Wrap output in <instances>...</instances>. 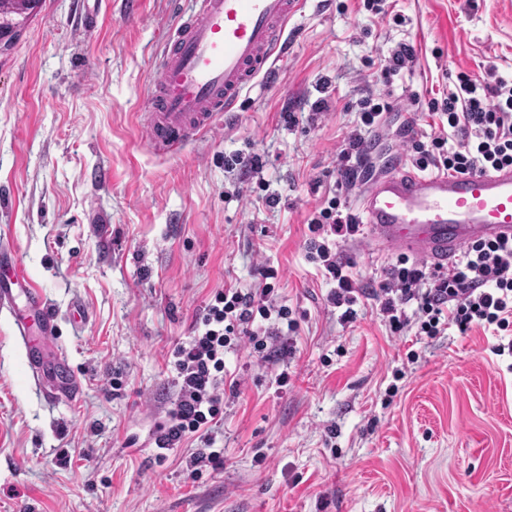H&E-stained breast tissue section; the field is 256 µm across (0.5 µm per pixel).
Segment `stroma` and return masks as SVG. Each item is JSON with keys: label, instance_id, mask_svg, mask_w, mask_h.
I'll return each mask as SVG.
<instances>
[{"label": "stroma", "instance_id": "1", "mask_svg": "<svg viewBox=\"0 0 512 512\" xmlns=\"http://www.w3.org/2000/svg\"><path fill=\"white\" fill-rule=\"evenodd\" d=\"M387 5L381 19L307 0L272 84L166 155L143 143L141 114L191 0H98L91 29L83 0H41L0 53V245L43 290L81 385L75 402L50 393L0 311V512H512V354L495 351L512 337L394 336L371 300L343 324L306 245L360 102L382 87L376 57L400 42L418 57L393 79L379 156L402 154L405 119L434 131L427 102L458 72L512 78V0ZM236 154L261 157L268 190L225 172ZM339 249L365 281L399 256L367 234ZM258 261L299 328L265 364L226 350L241 387L212 430L224 465L194 470L196 441L155 444L178 393L170 353L217 290L254 287Z\"/></svg>", "mask_w": 512, "mask_h": 512}]
</instances>
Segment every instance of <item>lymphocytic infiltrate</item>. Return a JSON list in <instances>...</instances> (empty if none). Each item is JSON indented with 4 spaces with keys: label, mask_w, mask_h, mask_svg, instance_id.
<instances>
[{
    "label": "lymphocytic infiltrate",
    "mask_w": 512,
    "mask_h": 512,
    "mask_svg": "<svg viewBox=\"0 0 512 512\" xmlns=\"http://www.w3.org/2000/svg\"><path fill=\"white\" fill-rule=\"evenodd\" d=\"M362 106L359 122L337 154L334 188L322 197L307 224L309 248L333 283L328 306L340 309L341 320L351 323L361 299L375 301L397 336L413 330L433 338L452 328L462 336L476 328L512 332L511 240L470 243L460 259L445 268L398 257L384 269L375 288L361 287L348 272L349 260L332 250L330 238L350 241L362 233L348 194L369 172L372 138L391 108L381 93L364 97ZM428 109L446 127L428 134L407 122L406 156L414 168L466 174L512 167L511 80L488 83L458 73L452 88L444 97L430 99ZM255 273V287L220 290L205 302L193 336L174 349L179 394L158 428L157 448L171 450L198 438L205 447L195 463L220 465L219 452L210 448L209 430L224 417L225 393H237L240 386L238 377L224 371L226 348L246 349L257 361L267 362L274 340L284 332H296L298 322L291 309L275 302L272 280L277 270L260 263Z\"/></svg>",
    "instance_id": "f902f5d3"
}]
</instances>
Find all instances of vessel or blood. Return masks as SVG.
Here are the masks:
<instances>
[{
	"mask_svg": "<svg viewBox=\"0 0 512 512\" xmlns=\"http://www.w3.org/2000/svg\"><path fill=\"white\" fill-rule=\"evenodd\" d=\"M304 7L305 0H195L166 36L142 114L144 142L167 154L212 131L282 60L288 22ZM357 205L375 241L442 264L466 243L512 240V167L466 175L398 167L362 189ZM25 276L0 249L1 309H13V288ZM24 295L44 323L47 344H54L57 329L44 294L31 285ZM50 381L51 391L79 397L65 358L56 359Z\"/></svg>",
	"mask_w": 512,
	"mask_h": 512,
	"instance_id": "1",
	"label": "vessel or blood"
}]
</instances>
